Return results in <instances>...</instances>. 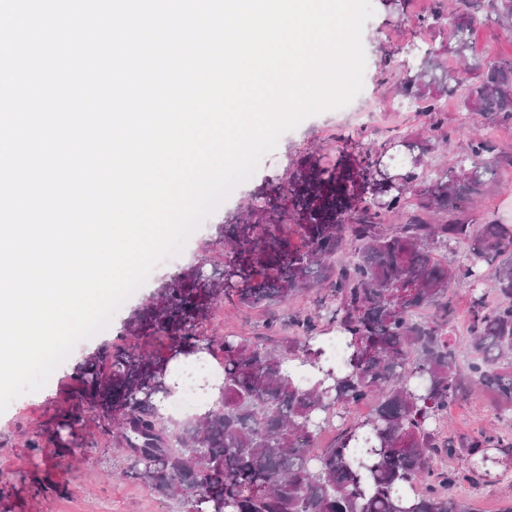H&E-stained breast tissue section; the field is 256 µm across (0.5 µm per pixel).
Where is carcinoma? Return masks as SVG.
<instances>
[{
    "instance_id": "carcinoma-1",
    "label": "carcinoma",
    "mask_w": 512,
    "mask_h": 512,
    "mask_svg": "<svg viewBox=\"0 0 512 512\" xmlns=\"http://www.w3.org/2000/svg\"><path fill=\"white\" fill-rule=\"evenodd\" d=\"M487 4L495 23L512 34V0ZM456 26L450 52L461 68L442 70L427 52L403 83L425 112L449 84L465 88L467 119L512 117V59H487ZM499 154L483 136L465 141L448 173L423 189L425 207L454 208L480 197L495 175ZM289 193L303 245L281 233L271 198L256 199L263 222L216 225L228 246L219 272L201 260L162 283L126 322L133 336H167L169 351L211 353L197 327L218 297L241 304L283 302L322 292L316 311L297 322L298 336L278 351L224 337L222 381L202 413L166 434L161 403L171 395L165 354L135 355L104 346L74 370V410L59 427L112 430L120 419L128 473L186 512H467L453 495L480 484L493 465L512 462V437L478 430L457 439L441 429L451 407L479 388L498 409L512 412V224H430L412 218L394 230L382 213L405 207L407 189L352 207L343 176L315 157L303 159ZM464 249L448 267L441 250ZM349 258L335 266L336 255ZM470 292L473 323L464 347L449 338V290ZM493 287L507 304L490 305ZM434 310L430 320L421 310ZM336 328L321 335L319 325ZM339 341L340 360L329 342ZM372 402L369 414L352 410ZM341 424L334 425L335 420ZM336 426L329 447L312 451L322 431ZM458 457L463 465L439 470L433 461Z\"/></svg>"
}]
</instances>
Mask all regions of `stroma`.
I'll use <instances>...</instances> for the list:
<instances>
[{"mask_svg": "<svg viewBox=\"0 0 512 512\" xmlns=\"http://www.w3.org/2000/svg\"><path fill=\"white\" fill-rule=\"evenodd\" d=\"M436 2L408 0L404 14L398 16L387 10L383 0H372L375 14L362 32L366 57L362 91L345 107L309 117L284 134L256 172L237 185L188 237L181 252L154 268L107 328L78 342L42 389L17 398L0 414V512H185L140 480L126 477L127 450L108 433L57 439L59 417L73 408L71 377L85 355L111 343L136 354L167 353L170 342L166 337L125 335L127 318L161 280L175 277L202 259L222 268L225 249L215 235V225L241 223L256 197L287 186L303 158L313 155L322 165L340 163L356 170L365 151H389L393 154L390 165L397 169L405 154L393 150L392 144L405 137L423 149L421 174L429 180L451 169L458 144L477 133L512 153V119L467 123L459 90L442 95L435 112H420L402 91L401 71L416 69L426 50H435L448 70L457 67L448 51L453 15L445 13L440 22H433ZM468 33L483 56L512 58V37L486 13L475 16ZM457 216L512 224V161L501 163L483 199L477 205L463 206ZM315 299L311 292L258 307L221 299L212 305L198 331L207 341L238 336L283 349L294 334L293 319L313 311ZM482 427L512 434V422L501 420L489 393L474 394L452 408L449 430L454 435L469 437ZM35 435L40 438L39 447H28V439Z\"/></svg>", "mask_w": 512, "mask_h": 512, "instance_id": "stroma-1", "label": "stroma"}]
</instances>
